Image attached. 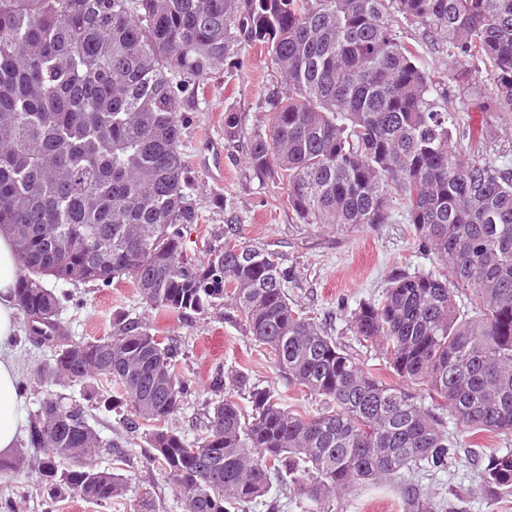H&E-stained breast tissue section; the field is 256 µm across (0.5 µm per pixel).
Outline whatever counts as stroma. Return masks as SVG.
<instances>
[{"instance_id":"35a3bbf8","label":"stroma","mask_w":512,"mask_h":512,"mask_svg":"<svg viewBox=\"0 0 512 512\" xmlns=\"http://www.w3.org/2000/svg\"><path fill=\"white\" fill-rule=\"evenodd\" d=\"M277 82L266 52L260 46L245 47L239 64L229 76L214 79L192 106V120L183 137L195 181L192 196L198 207L197 223L184 231L188 258L199 261L208 245L224 240L226 225H238L243 240L264 244L279 253L291 269L289 297L309 315L316 317L328 334L358 362L395 383L384 368L378 349L366 347L350 328V313L359 303L379 299L391 278L400 272L423 273L437 269L438 262L424 251L402 212H394L386 224L348 231H333L316 224L300 223L283 206L285 190L271 180L258 179L246 163L242 144L224 140V112H241L246 127L266 124L269 115L264 98ZM221 142L224 175L215 177L199 162L206 140ZM47 287L60 297L58 317L63 335L90 340L111 335L118 316L139 318L151 334L177 346L180 374L191 380L193 392L184 400L172 425L187 441L202 435L206 406L218 399L212 387V368L238 370L251 383L270 388L291 410L316 412L323 401L289 387L275 367L265 346L246 334L231 306H220L203 314L166 317L151 309L130 280L103 287L95 283H69L50 279ZM23 420H30L48 394L83 402L90 425L106 441L124 448V457L104 453L94 465L126 477L128 490L111 503L100 506L72 496L50 497L30 469L0 473V512H137L141 496H149L156 512H185L175 484L164 469L149 461L150 449L142 436L130 435L116 412L84 401L78 384L52 388L42 386L37 371L49 362L52 351L27 335L16 339ZM458 458L447 470L427 476L423 485L438 512H512V496L496 498L475 493L479 453L512 449V433L457 435ZM338 512H403L394 487H365L346 494L337 503Z\"/></svg>"}]
</instances>
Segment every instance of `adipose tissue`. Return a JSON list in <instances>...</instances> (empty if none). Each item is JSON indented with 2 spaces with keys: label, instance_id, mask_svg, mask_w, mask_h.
Returning <instances> with one entry per match:
<instances>
[{
  "label": "adipose tissue",
  "instance_id": "obj_1",
  "mask_svg": "<svg viewBox=\"0 0 512 512\" xmlns=\"http://www.w3.org/2000/svg\"><path fill=\"white\" fill-rule=\"evenodd\" d=\"M19 262L10 237L0 233V456L17 446L23 423L18 413L22 397L18 391L19 365L16 338L18 308L13 290Z\"/></svg>",
  "mask_w": 512,
  "mask_h": 512
}]
</instances>
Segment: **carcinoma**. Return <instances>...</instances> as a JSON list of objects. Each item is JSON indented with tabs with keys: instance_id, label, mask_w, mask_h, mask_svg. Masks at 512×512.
Here are the masks:
<instances>
[{
	"instance_id": "1",
	"label": "carcinoma",
	"mask_w": 512,
	"mask_h": 512,
	"mask_svg": "<svg viewBox=\"0 0 512 512\" xmlns=\"http://www.w3.org/2000/svg\"><path fill=\"white\" fill-rule=\"evenodd\" d=\"M404 22L445 51L447 67L423 64ZM244 42L265 48L284 85L265 97V127L247 132L224 111V138L246 140L253 173L286 182L283 205L303 224H387L398 206L440 262L396 275L352 315L396 385L292 302L291 271L238 227L199 263L184 255V225L198 220L186 108L236 67ZM450 85L455 107L445 105ZM470 110L512 116V0H0V232L21 267L16 305L54 349L41 381L117 385L103 403H130L131 433L152 427L150 460L186 512H239L275 475L308 512H335L342 495L387 483L404 512H436L420 478L454 458L446 419L471 436L512 432V169L487 153L485 128L459 124ZM49 277L104 287L129 278L146 304L177 317L230 305L288 385L327 409L290 410L217 365L212 387L224 399L190 443L168 426L192 388L177 349L128 316L103 338L56 335ZM468 288L464 314L456 297ZM28 444L47 450L31 468L54 491L105 505L127 490L91 464L121 450L77 404L47 397ZM58 458L71 467L58 470ZM475 492L512 496L511 449L480 456Z\"/></svg>"
}]
</instances>
